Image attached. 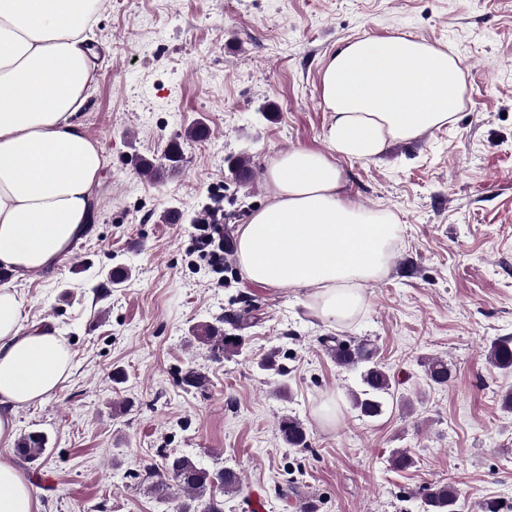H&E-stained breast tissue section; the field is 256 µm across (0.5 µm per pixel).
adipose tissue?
I'll return each instance as SVG.
<instances>
[{
    "mask_svg": "<svg viewBox=\"0 0 512 512\" xmlns=\"http://www.w3.org/2000/svg\"><path fill=\"white\" fill-rule=\"evenodd\" d=\"M101 0H0V267L25 280L63 256L92 218L105 167L76 121L95 82L90 33ZM464 77L447 46L409 35L349 40L321 72L330 114L324 150L294 148L268 173L270 200L242 225L247 277L308 289L309 306L338 322L364 304L387 269L399 226L390 212L342 197L338 159L371 160L447 125L463 106ZM24 300L0 287V512H39L32 484L5 453L23 407L56 394L71 354L56 329L22 326Z\"/></svg>",
    "mask_w": 512,
    "mask_h": 512,
    "instance_id": "obj_1",
    "label": "adipose tissue"
}]
</instances>
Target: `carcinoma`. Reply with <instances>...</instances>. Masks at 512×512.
I'll return each instance as SVG.
<instances>
[{
	"label": "carcinoma",
	"instance_id": "1",
	"mask_svg": "<svg viewBox=\"0 0 512 512\" xmlns=\"http://www.w3.org/2000/svg\"><path fill=\"white\" fill-rule=\"evenodd\" d=\"M227 168L234 181L244 185L252 178V161L248 155H238L227 160ZM244 325L243 315L226 313L219 324H201L194 328V338L206 342L212 357L219 361L226 354L239 352L242 337L237 331ZM320 344L334 358L336 365L343 368L360 369L361 389L352 393V405L360 415L367 418L381 416L388 404L396 403L400 408H409V402L395 394L391 377L385 366L376 359L375 346L367 341L349 343L338 336H324ZM489 362L497 369L512 372V336L497 338L487 350ZM423 367L427 380L435 386H446L451 379L448 363L433 357L424 360ZM278 430L288 447L299 452L308 450L309 434L298 419L285 416L278 423ZM47 436L38 430L25 433L18 441L16 452L28 459H34L46 450ZM168 471L177 486L191 494L188 501L180 505V512H197L193 503H201L202 512H224V494L236 493L241 486L240 474L231 467L209 469L190 456L182 455L168 462ZM281 499L295 500L301 512H316L314 505L296 479L287 481L286 487L278 490ZM459 490L450 484L434 485L423 493L424 512H458Z\"/></svg>",
	"mask_w": 512,
	"mask_h": 512
}]
</instances>
